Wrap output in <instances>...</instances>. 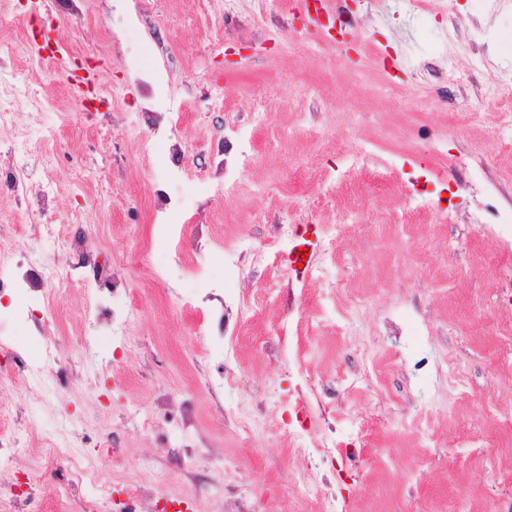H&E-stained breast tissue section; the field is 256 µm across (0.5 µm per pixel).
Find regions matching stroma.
Segmentation results:
<instances>
[{"mask_svg": "<svg viewBox=\"0 0 512 512\" xmlns=\"http://www.w3.org/2000/svg\"><path fill=\"white\" fill-rule=\"evenodd\" d=\"M340 32L302 18L295 0H0V74H24L44 105L13 161L28 175L30 203L0 193V225H16L20 250L50 254L76 281L39 303L34 286L0 299V415L22 451L0 470V512H16L3 484L29 478L33 512L78 455L98 479L85 491L101 512L127 483L155 502L181 488L194 512H313L298 488L283 428L234 436L224 421L288 396L297 371L279 354L278 331L311 311L302 339L306 372L335 409L344 437L363 456L340 484L346 512H499L512 500L500 474L512 463V0H328ZM55 21L63 53L98 74L83 105L33 52L29 20ZM188 112H181V105ZM180 121H173V113ZM267 115L249 162L240 152L255 113ZM176 138L189 156L184 186L194 210L173 214L188 248L176 256L151 220L152 193L167 155L153 142ZM232 195L213 194L216 176ZM422 195L426 210L406 207ZM493 197L501 219L480 227ZM101 241L92 264L54 249L37 223ZM319 254L322 228L349 224L335 263L325 265L299 309L266 311L219 344L204 333L196 291L219 284L225 309L272 292L290 268L238 263L225 248L250 239L264 250L279 224ZM149 252L159 286L140 265ZM200 265L201 274L188 270ZM132 279L139 312L127 324L86 316L83 282L95 267ZM370 274L362 307L335 312L331 281ZM63 353L67 375L33 385L29 367ZM232 368L241 384L224 385ZM172 394L173 416L154 399ZM436 428L430 447L414 439L420 411ZM51 438L54 462L25 454L32 432Z\"/></svg>", "mask_w": 512, "mask_h": 512, "instance_id": "obj_1", "label": "stroma"}]
</instances>
